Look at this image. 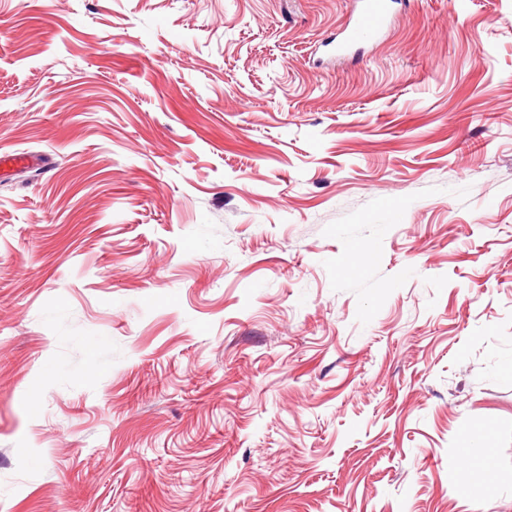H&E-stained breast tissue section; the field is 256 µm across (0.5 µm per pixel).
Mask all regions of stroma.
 Masks as SVG:
<instances>
[{
	"label": "stroma",
	"instance_id": "obj_1",
	"mask_svg": "<svg viewBox=\"0 0 512 512\" xmlns=\"http://www.w3.org/2000/svg\"><path fill=\"white\" fill-rule=\"evenodd\" d=\"M354 11L0 0V512H512V0ZM388 8L385 0H365L354 22L348 27L344 39L336 46V54L345 57L360 43L375 39L385 28Z\"/></svg>",
	"mask_w": 512,
	"mask_h": 512
}]
</instances>
